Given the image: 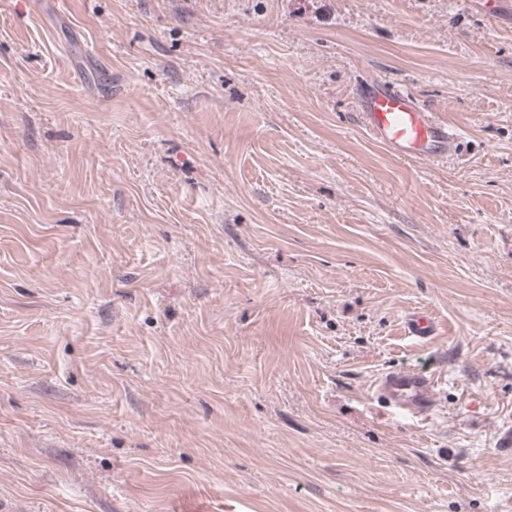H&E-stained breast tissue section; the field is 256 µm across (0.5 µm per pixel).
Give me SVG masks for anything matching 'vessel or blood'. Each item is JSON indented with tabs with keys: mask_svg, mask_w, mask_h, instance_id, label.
<instances>
[{
	"mask_svg": "<svg viewBox=\"0 0 512 512\" xmlns=\"http://www.w3.org/2000/svg\"><path fill=\"white\" fill-rule=\"evenodd\" d=\"M360 118L367 131L389 152L406 159L433 158L450 151L452 135L433 114L389 81L366 83L358 93ZM437 382L425 372L398 369L384 373L375 390L392 408L424 421L437 406Z\"/></svg>",
	"mask_w": 512,
	"mask_h": 512,
	"instance_id": "vessel-or-blood-1",
	"label": "vessel or blood"
}]
</instances>
